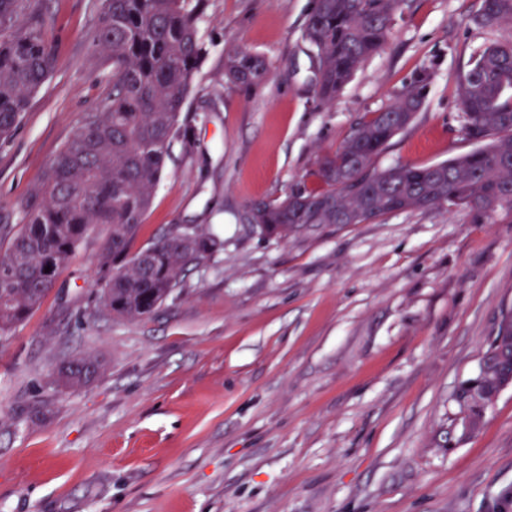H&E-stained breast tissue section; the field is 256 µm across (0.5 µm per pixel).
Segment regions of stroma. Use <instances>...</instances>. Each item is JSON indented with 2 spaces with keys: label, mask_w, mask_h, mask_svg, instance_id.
<instances>
[{
  "label": "stroma",
  "mask_w": 512,
  "mask_h": 512,
  "mask_svg": "<svg viewBox=\"0 0 512 512\" xmlns=\"http://www.w3.org/2000/svg\"><path fill=\"white\" fill-rule=\"evenodd\" d=\"M315 0H209L208 55L137 241L198 225L224 248L155 313L107 316L87 240L0 344V512H512V388L447 444L451 396L512 308V221L443 208L319 224L284 241L244 216L297 184L365 113L433 62L424 107L375 161L467 154L457 97L479 0H408L332 105L303 37ZM101 0H29L57 66L0 141V225L112 86L93 47ZM263 55L265 83L224 79V53ZM101 361L66 387L59 369Z\"/></svg>",
  "instance_id": "obj_1"
}]
</instances>
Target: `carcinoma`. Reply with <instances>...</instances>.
I'll return each instance as SVG.
<instances>
[{
	"instance_id": "carcinoma-1",
	"label": "carcinoma",
	"mask_w": 512,
	"mask_h": 512,
	"mask_svg": "<svg viewBox=\"0 0 512 512\" xmlns=\"http://www.w3.org/2000/svg\"><path fill=\"white\" fill-rule=\"evenodd\" d=\"M407 0H315L303 37L315 50L316 95L333 102L351 77L385 44ZM208 0H102L94 47L112 66V91L86 113L70 142L51 159L29 196L22 223L3 225L0 258V341L38 306L82 243L103 235L97 286L105 312L142 318L179 288L180 276L219 251L224 241L195 227L169 231L137 248L174 141L188 138L183 115L195 72L207 54L200 25ZM478 27L512 29V0H481ZM56 58L26 0H0V138L21 122ZM433 64L410 87L358 121L340 147L319 163L322 188L300 185L281 201L251 207L260 232L285 239L306 224H363L387 214L430 207L463 210L476 224L512 219V35L469 58L458 80L462 131L472 152L430 166H373L390 140L426 100ZM265 58L246 49L224 56V78L262 84ZM50 271H45V267ZM512 365V309L488 342L477 377L457 387L461 422L473 420L474 392L495 389L500 368ZM100 365L76 359L58 381L90 382Z\"/></svg>"
}]
</instances>
